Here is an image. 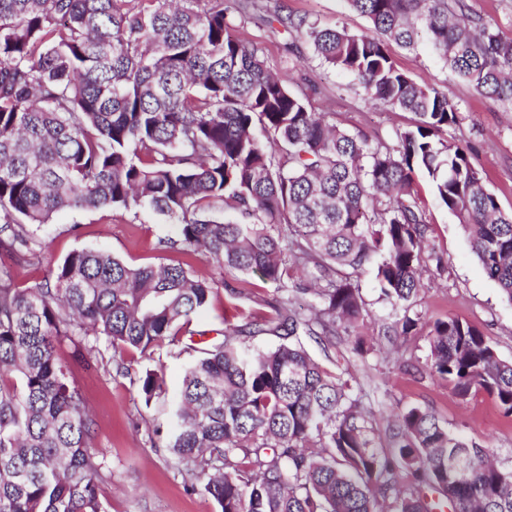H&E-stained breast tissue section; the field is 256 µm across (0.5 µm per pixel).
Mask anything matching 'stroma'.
Returning a JSON list of instances; mask_svg holds the SVG:
<instances>
[{"mask_svg":"<svg viewBox=\"0 0 512 512\" xmlns=\"http://www.w3.org/2000/svg\"><path fill=\"white\" fill-rule=\"evenodd\" d=\"M262 9L283 16L306 18L322 25H339L350 32L368 31L369 23L350 9L346 0H257ZM248 40L259 43L268 64L286 80L290 91L325 113L330 122L371 139L394 143L396 133L408 127L411 113L367 99L354 78L331 69L315 57L311 46L296 40L280 24L266 25L258 16L236 17ZM399 68L419 85L447 90L460 108V122L451 128L456 138L469 142L471 164L482 173L502 208L512 209V105L478 95L466 83L452 78L444 62L427 43L407 52L392 48ZM418 202L426 213L431 251L444 261L443 270L428 267L412 307L420 320L408 338L387 345L382 334L395 313L372 286L371 274L360 279L368 316L357 332L373 347L360 357L346 343L323 347L316 337L301 333L300 340L317 361L326 356L349 357L352 384L361 387L364 401L375 414V425L386 431L394 417L410 407L427 410L448 427L487 446L501 468L512 469V418L503 415L495 397L480 391L467 400L456 398L447 382L427 369L428 336L432 324L455 317L480 329L505 359H512V302L489 279L476 259L457 219L440 206L425 175L415 178ZM175 227L152 210L133 214L122 209L67 210L56 214L45 231L38 259L19 268L25 285L39 283L52 265L78 248L110 252L131 266L187 264L209 273L193 254L164 249L160 241ZM277 295L274 284L255 274L225 271L214 287L209 306L194 317L192 330L223 337L225 331L269 312ZM85 361L71 364L74 381L94 425L90 445L102 463L101 494L107 512H218L203 489H192L157 428L166 427L178 400L182 379L191 362L179 345L162 344L146 352L114 354L105 338ZM128 373L117 370L119 364ZM155 371L164 379V391L145 400L139 378Z\"/></svg>","mask_w":512,"mask_h":512,"instance_id":"obj_1","label":"stroma"}]
</instances>
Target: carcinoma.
<instances>
[{"label": "carcinoma", "mask_w": 512, "mask_h": 512, "mask_svg": "<svg viewBox=\"0 0 512 512\" xmlns=\"http://www.w3.org/2000/svg\"><path fill=\"white\" fill-rule=\"evenodd\" d=\"M346 2L369 32L276 20L369 98L417 116L392 146L327 121L289 90L230 19L254 0H0V512H105L93 419L61 342L81 357L93 350L88 336L143 353L209 304L211 281L183 263L132 267L91 248L40 283H19L56 213L112 208H149L177 226L165 248L281 292L262 321L183 347L198 356L167 447L219 512H512V470L486 448L419 407L381 443L350 360L327 368L299 340L305 331L333 346L365 321L359 279L370 267L403 311L385 335L415 329L430 257L418 172L512 302V211L469 147L446 137L459 124L448 92L418 85L390 50L425 39L475 92L512 101V38L459 17L464 0ZM220 203L237 219L216 217ZM298 295L310 297L308 318L292 306ZM263 331L280 342L251 349ZM428 361L455 396L482 389L512 417V360L477 327L435 321ZM139 382L147 400L163 391L157 372Z\"/></svg>", "instance_id": "cac0c4a2"}]
</instances>
